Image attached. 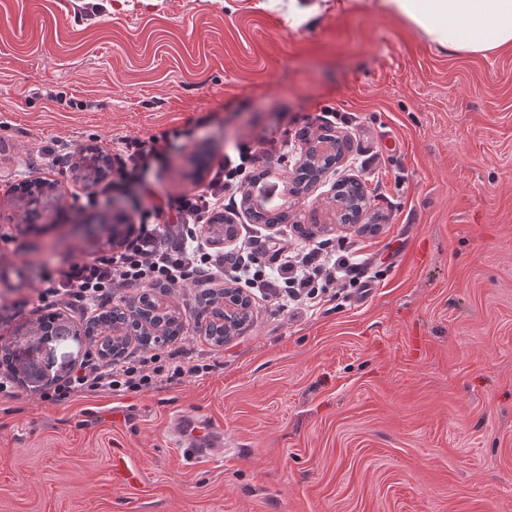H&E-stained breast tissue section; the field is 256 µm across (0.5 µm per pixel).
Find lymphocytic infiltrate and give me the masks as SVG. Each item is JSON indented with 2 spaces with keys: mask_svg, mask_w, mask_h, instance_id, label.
<instances>
[{
  "mask_svg": "<svg viewBox=\"0 0 512 512\" xmlns=\"http://www.w3.org/2000/svg\"><path fill=\"white\" fill-rule=\"evenodd\" d=\"M171 137L165 131L146 140L123 139L111 158L113 177L86 194L87 205L111 204L115 193L139 181ZM255 158L245 142L239 145L237 158L219 161L204 191L160 197L143 190L133 204L135 223L124 246L91 257L74 256L61 266L44 269L40 306L63 305L93 313L124 288L144 291L158 285L175 289L228 282L258 290L283 310H314L335 290L356 286L360 268L346 238L334 246L323 240L297 245L268 234L243 235L232 249L211 252L203 226L213 208L244 187L250 178L246 164ZM196 370L179 350H147L134 360L81 365L42 397L64 401L91 391L139 393Z\"/></svg>",
  "mask_w": 512,
  "mask_h": 512,
  "instance_id": "f902f5d3",
  "label": "lymphocytic infiltrate"
}]
</instances>
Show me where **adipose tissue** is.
I'll return each mask as SVG.
<instances>
[{
  "instance_id": "adipose-tissue-1",
  "label": "adipose tissue",
  "mask_w": 512,
  "mask_h": 512,
  "mask_svg": "<svg viewBox=\"0 0 512 512\" xmlns=\"http://www.w3.org/2000/svg\"><path fill=\"white\" fill-rule=\"evenodd\" d=\"M379 4L458 55L512 44V0H379Z\"/></svg>"
}]
</instances>
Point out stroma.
Returning a JSON list of instances; mask_svg holds the SVG:
<instances>
[{"mask_svg": "<svg viewBox=\"0 0 512 512\" xmlns=\"http://www.w3.org/2000/svg\"><path fill=\"white\" fill-rule=\"evenodd\" d=\"M0 0V344L41 316L43 267L90 256L82 227L129 212H77L72 169L36 147L109 148L171 131L145 180L205 189L241 140L286 139L261 160L281 205L301 135L329 127L350 149L299 198L301 223L343 234L331 183L361 182L358 235L375 286L313 311L252 299L215 346L197 330L198 289L168 292L176 344L202 372L144 393L0 396V512H512V45L449 54L376 0ZM348 123H341V116ZM61 193L28 231L15 189ZM86 338L38 343L36 368L66 376ZM224 432L222 454L185 466L171 421ZM125 476L105 479L114 457Z\"/></svg>", "mask_w": 512, "mask_h": 512, "instance_id": "35a3bbf8", "label": "stroma"}]
</instances>
